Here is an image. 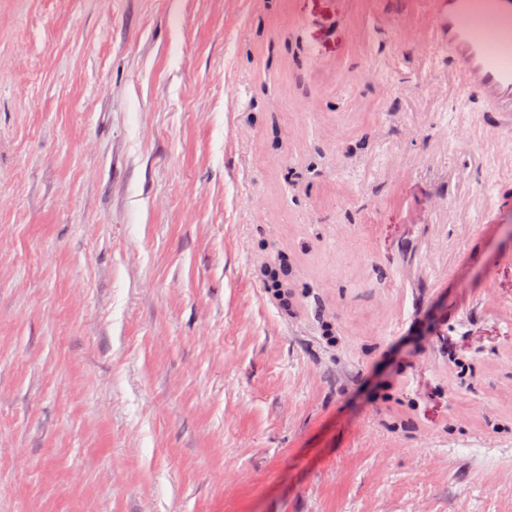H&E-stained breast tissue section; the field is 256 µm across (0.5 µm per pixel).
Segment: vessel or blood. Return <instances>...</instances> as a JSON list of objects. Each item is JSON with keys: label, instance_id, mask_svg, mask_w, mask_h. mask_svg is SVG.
Instances as JSON below:
<instances>
[{"label": "vessel or blood", "instance_id": "b4317fda", "mask_svg": "<svg viewBox=\"0 0 512 512\" xmlns=\"http://www.w3.org/2000/svg\"><path fill=\"white\" fill-rule=\"evenodd\" d=\"M456 66L461 94L481 97L512 134V0H436Z\"/></svg>", "mask_w": 512, "mask_h": 512}]
</instances>
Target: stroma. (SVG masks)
Here are the masks:
<instances>
[{"mask_svg": "<svg viewBox=\"0 0 512 512\" xmlns=\"http://www.w3.org/2000/svg\"><path fill=\"white\" fill-rule=\"evenodd\" d=\"M460 81L410 0H0V512H512Z\"/></svg>", "mask_w": 512, "mask_h": 512, "instance_id": "1", "label": "stroma"}]
</instances>
